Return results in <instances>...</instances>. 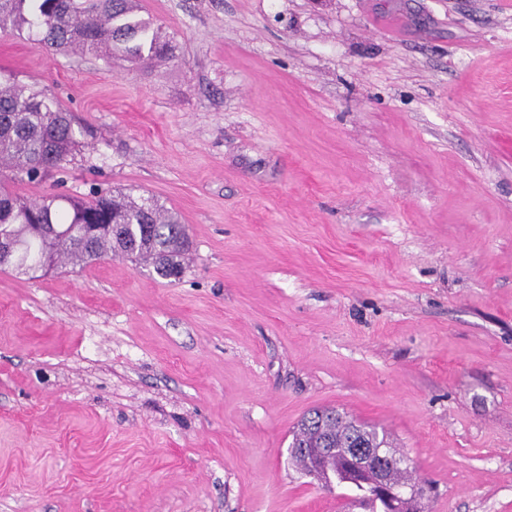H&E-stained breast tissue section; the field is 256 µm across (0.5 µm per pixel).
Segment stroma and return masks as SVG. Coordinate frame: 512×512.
<instances>
[{"mask_svg":"<svg viewBox=\"0 0 512 512\" xmlns=\"http://www.w3.org/2000/svg\"><path fill=\"white\" fill-rule=\"evenodd\" d=\"M147 66L0 39L83 129L28 198L151 195L193 247L0 268V512H365L289 460L386 429L433 512H512V0H140Z\"/></svg>","mask_w":512,"mask_h":512,"instance_id":"35a3bbf8","label":"stroma"}]
</instances>
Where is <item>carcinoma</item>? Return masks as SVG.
Masks as SVG:
<instances>
[{"instance_id":"carcinoma-1","label":"carcinoma","mask_w":512,"mask_h":512,"mask_svg":"<svg viewBox=\"0 0 512 512\" xmlns=\"http://www.w3.org/2000/svg\"><path fill=\"white\" fill-rule=\"evenodd\" d=\"M137 0H0V29L27 33L45 46L129 63H164L175 47L160 28L138 17ZM69 112L42 90L0 81V237H12L16 256L0 261L34 274L45 260L74 266L121 253L176 282L191 249L177 213L152 196L119 193L91 200L49 193L28 199L9 182H39L59 171L79 146ZM389 448L386 434L340 413L314 408L298 423L291 446L313 454L321 448Z\"/></svg>"}]
</instances>
